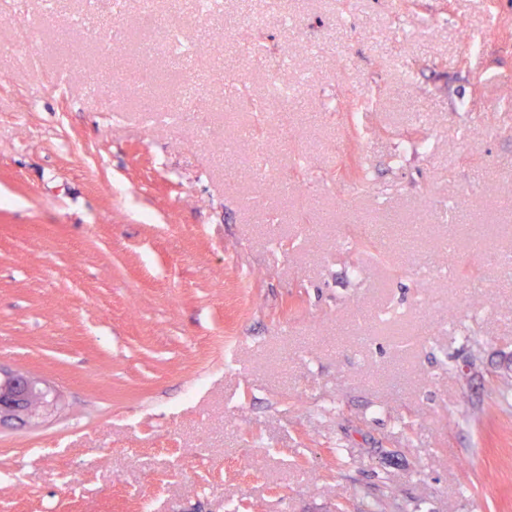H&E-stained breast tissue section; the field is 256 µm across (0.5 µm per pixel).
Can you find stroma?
<instances>
[{
  "instance_id": "1",
  "label": "stroma",
  "mask_w": 512,
  "mask_h": 512,
  "mask_svg": "<svg viewBox=\"0 0 512 512\" xmlns=\"http://www.w3.org/2000/svg\"><path fill=\"white\" fill-rule=\"evenodd\" d=\"M82 2L0 39V366L62 403L0 423V512H512V0H126L188 22L173 122Z\"/></svg>"
}]
</instances>
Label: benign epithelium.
I'll return each mask as SVG.
<instances>
[{
    "mask_svg": "<svg viewBox=\"0 0 512 512\" xmlns=\"http://www.w3.org/2000/svg\"><path fill=\"white\" fill-rule=\"evenodd\" d=\"M58 406L59 396L45 381L0 366V422H36Z\"/></svg>",
    "mask_w": 512,
    "mask_h": 512,
    "instance_id": "benign-epithelium-1",
    "label": "benign epithelium"
}]
</instances>
